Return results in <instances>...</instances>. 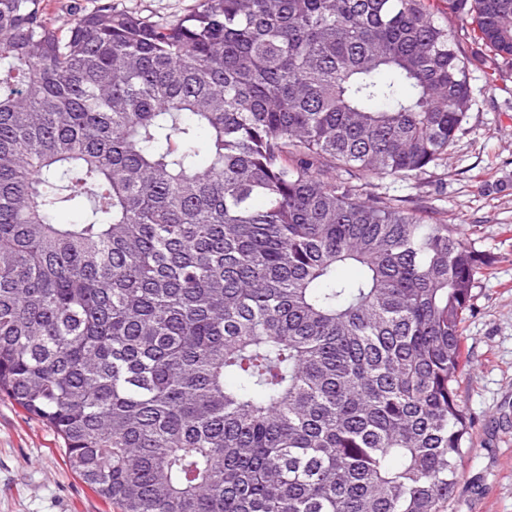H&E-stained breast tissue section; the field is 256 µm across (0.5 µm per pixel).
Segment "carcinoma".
Listing matches in <instances>:
<instances>
[{
  "instance_id": "cac0c4a2",
  "label": "carcinoma",
  "mask_w": 512,
  "mask_h": 512,
  "mask_svg": "<svg viewBox=\"0 0 512 512\" xmlns=\"http://www.w3.org/2000/svg\"><path fill=\"white\" fill-rule=\"evenodd\" d=\"M442 2L0 0V392L113 512H448L488 260L370 193L448 154L465 29L512 62V0ZM101 1H111L112 11L166 21L186 17L198 4V0H45L44 5L51 22L55 26H65L78 14L97 10Z\"/></svg>"
}]
</instances>
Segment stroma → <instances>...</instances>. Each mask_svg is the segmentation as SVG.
<instances>
[{
  "mask_svg": "<svg viewBox=\"0 0 512 512\" xmlns=\"http://www.w3.org/2000/svg\"><path fill=\"white\" fill-rule=\"evenodd\" d=\"M116 12L176 21L198 0H111ZM473 100L448 155L418 180L376 181L373 194L401 200L451 225L491 258L463 314L466 365L457 383L472 422L471 450L448 512H512V68L470 71ZM53 429L0 393V512H112L65 463Z\"/></svg>",
  "mask_w": 512,
  "mask_h": 512,
  "instance_id": "1",
  "label": "stroma"
}]
</instances>
